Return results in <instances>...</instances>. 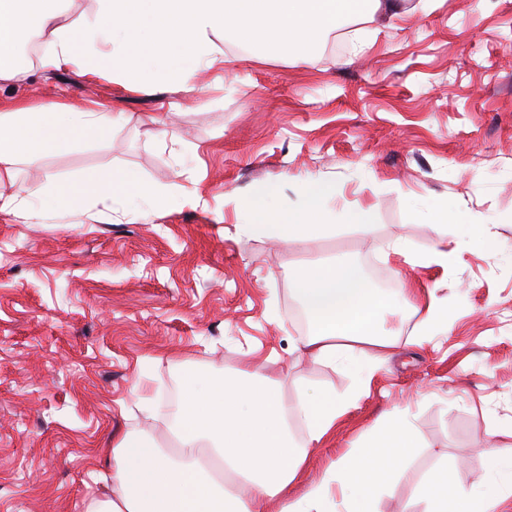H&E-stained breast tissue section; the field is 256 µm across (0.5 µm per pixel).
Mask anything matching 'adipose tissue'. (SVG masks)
<instances>
[{
  "label": "adipose tissue",
  "instance_id": "ef3b65f1",
  "mask_svg": "<svg viewBox=\"0 0 512 512\" xmlns=\"http://www.w3.org/2000/svg\"><path fill=\"white\" fill-rule=\"evenodd\" d=\"M60 0H0V81L19 73L18 46L33 29L46 31L44 67L112 77L126 88L148 87L161 74L172 87H196L200 66L223 63L221 40L247 44L256 55L316 54L322 37L346 17L397 9L398 0H99L91 17L60 24ZM120 114L17 104L0 111V185L14 183L21 159L68 152L112 130ZM46 192L65 212L91 214L125 206L129 194L153 195L132 173L114 170L70 181L48 177ZM277 184L251 199L245 232L283 241H306L309 229L327 226L335 184L312 182L301 209L284 214L274 200ZM309 329L293 345L312 363L338 365L367 387L373 371L391 357L392 343L378 331L389 302L370 288L354 262L312 261L291 274ZM353 397L310 387L289 406L275 378L261 368L216 376L197 372L182 387L169 430V452L153 437L128 432L105 452L111 479L89 512H379L385 482L405 466L404 449L417 445L405 418H388L365 446L344 454L303 492L290 494L311 448L333 430ZM303 435L295 437L292 424ZM488 474L474 488L449 494L451 473L442 469L420 487L424 512H487L512 500V451H486Z\"/></svg>",
  "mask_w": 512,
  "mask_h": 512
}]
</instances>
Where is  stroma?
Segmentation results:
<instances>
[{"mask_svg":"<svg viewBox=\"0 0 512 512\" xmlns=\"http://www.w3.org/2000/svg\"><path fill=\"white\" fill-rule=\"evenodd\" d=\"M185 93L157 81L132 92L109 78L26 66L0 82L18 101L122 113L112 133L17 166L41 223L0 212V512H89L101 497L99 448L131 430L168 441L190 372L257 364L289 405L305 386L352 392V374L291 355L305 329L289 273L346 257L373 287L436 289L448 323L414 345L420 314L387 317L391 360L311 449L310 479L391 413L420 440L379 512H423L417 488L446 468L471 487L485 451L512 448V0H404L400 16L356 18L320 53L263 62L225 54ZM127 170L158 190L96 218L57 211L47 176ZM335 182L334 225L303 248L245 234V208L276 183V206L301 207L306 186ZM191 191L205 204L182 205ZM237 202L228 206L225 194ZM448 204L433 231L426 214ZM373 208L368 226L347 213ZM489 225L494 246L471 225ZM446 239L447 267L382 251L404 238L419 254ZM144 409L130 414L135 397Z\"/></svg>","mask_w":512,"mask_h":512,"instance_id":"stroma-1","label":"stroma"}]
</instances>
